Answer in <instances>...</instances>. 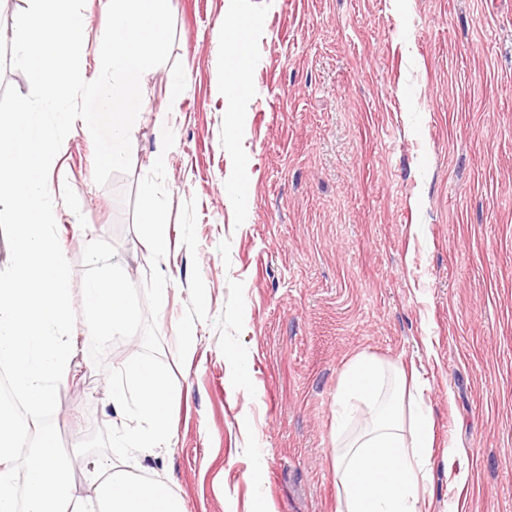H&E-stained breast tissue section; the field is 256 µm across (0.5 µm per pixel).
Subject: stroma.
I'll use <instances>...</instances> for the list:
<instances>
[{
	"label": "stroma",
	"mask_w": 512,
	"mask_h": 512,
	"mask_svg": "<svg viewBox=\"0 0 512 512\" xmlns=\"http://www.w3.org/2000/svg\"><path fill=\"white\" fill-rule=\"evenodd\" d=\"M26 7L0 6V92L30 89L6 59ZM170 8L175 43L144 76L131 173L97 185L94 143L77 124L49 177L73 302L92 237L111 241L143 284L137 187L161 125L175 130L159 264L171 300L157 318L175 441L140 458L139 473L168 482L187 512H335L334 397L367 352L420 375L436 432L431 512L451 501L512 512V0ZM241 18L252 27L234 33ZM241 58L247 85L228 103L224 76ZM69 199L82 200L79 216L64 210ZM189 320L197 341L185 351ZM76 334L53 416L70 451L111 425L106 371L142 348L138 335L116 341L99 368L89 333ZM451 446L466 457H449Z\"/></svg>",
	"instance_id": "1"
}]
</instances>
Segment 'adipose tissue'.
I'll return each instance as SVG.
<instances>
[{
    "label": "adipose tissue",
    "mask_w": 512,
    "mask_h": 512,
    "mask_svg": "<svg viewBox=\"0 0 512 512\" xmlns=\"http://www.w3.org/2000/svg\"><path fill=\"white\" fill-rule=\"evenodd\" d=\"M387 370L361 353L347 365L335 399L336 512H429L419 484L427 476L435 431L422 398L396 392L382 400ZM368 420L356 429V412Z\"/></svg>",
    "instance_id": "obj_1"
}]
</instances>
